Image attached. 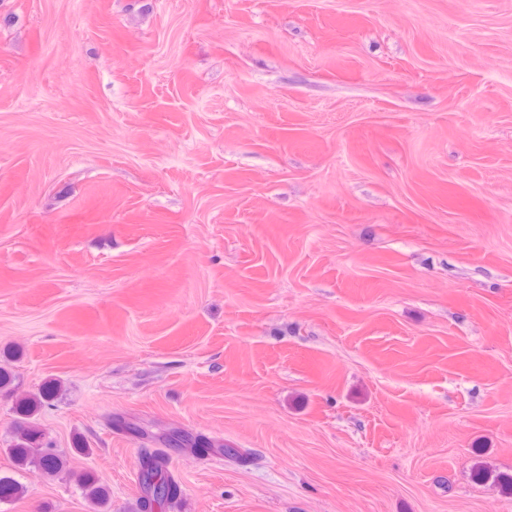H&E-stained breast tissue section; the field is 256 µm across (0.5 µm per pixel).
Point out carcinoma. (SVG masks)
<instances>
[{
  "mask_svg": "<svg viewBox=\"0 0 512 512\" xmlns=\"http://www.w3.org/2000/svg\"><path fill=\"white\" fill-rule=\"evenodd\" d=\"M57 393V384L46 383L37 392L16 403V441L10 454L21 467H33L46 477L71 474L67 459L53 448L43 446L42 433L33 421L42 407L50 403ZM181 444L201 451L205 448H223L224 454L238 455V450L228 445L221 446L213 441L193 438L180 439ZM86 498L99 509V512H112V504L106 490L89 473L77 475ZM140 483L143 495L139 501L141 512H163L165 506L180 492L178 484L171 476L167 461L156 455H146L140 461ZM24 488L10 476H0V502L20 498Z\"/></svg>",
  "mask_w": 512,
  "mask_h": 512,
  "instance_id": "cac0c4a2",
  "label": "carcinoma"
}]
</instances>
